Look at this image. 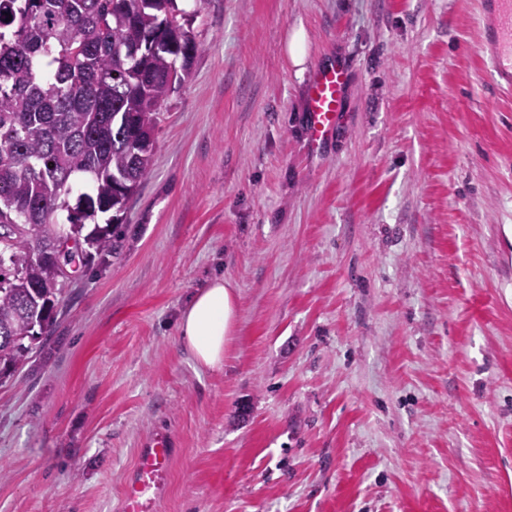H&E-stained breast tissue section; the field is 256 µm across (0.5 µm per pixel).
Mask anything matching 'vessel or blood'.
Listing matches in <instances>:
<instances>
[{"mask_svg": "<svg viewBox=\"0 0 512 512\" xmlns=\"http://www.w3.org/2000/svg\"><path fill=\"white\" fill-rule=\"evenodd\" d=\"M480 52L492 64V81L512 89V0H481ZM349 67L339 61L314 71L306 98L311 114L309 143L317 148L334 133ZM173 461L171 435L159 428L140 448L132 477L123 491L124 512H157Z\"/></svg>", "mask_w": 512, "mask_h": 512, "instance_id": "b4317fda", "label": "vessel or blood"}]
</instances>
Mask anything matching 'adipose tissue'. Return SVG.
I'll return each mask as SVG.
<instances>
[{
	"label": "adipose tissue",
	"instance_id": "1",
	"mask_svg": "<svg viewBox=\"0 0 512 512\" xmlns=\"http://www.w3.org/2000/svg\"><path fill=\"white\" fill-rule=\"evenodd\" d=\"M236 309L234 286L221 277L197 292L183 309L178 324L180 336L199 364L222 366L224 348L235 329Z\"/></svg>",
	"mask_w": 512,
	"mask_h": 512
}]
</instances>
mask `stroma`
Instances as JSON below:
<instances>
[{
	"mask_svg": "<svg viewBox=\"0 0 512 512\" xmlns=\"http://www.w3.org/2000/svg\"><path fill=\"white\" fill-rule=\"evenodd\" d=\"M178 5L197 51L121 252L0 384V512H118L159 426L160 512H512V89L479 0ZM339 59L314 152L306 86ZM219 275L236 329L207 368L178 319ZM286 48L293 66L303 70L308 56L306 34L303 27L294 29L289 34Z\"/></svg>",
	"mask_w": 512,
	"mask_h": 512,
	"instance_id": "obj_1",
	"label": "stroma"
}]
</instances>
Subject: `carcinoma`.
Here are the masks:
<instances>
[{"instance_id":"1","label":"carcinoma","mask_w":512,"mask_h":512,"mask_svg":"<svg viewBox=\"0 0 512 512\" xmlns=\"http://www.w3.org/2000/svg\"><path fill=\"white\" fill-rule=\"evenodd\" d=\"M187 24L177 0H0V383L49 335L68 283L54 242L79 237L86 264L120 249L82 231L149 175L142 147L197 50Z\"/></svg>"}]
</instances>
